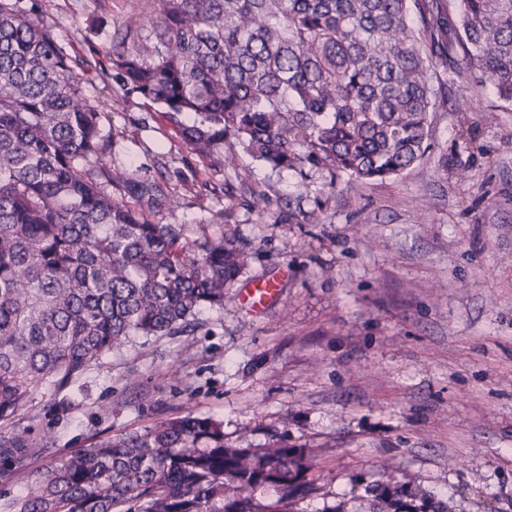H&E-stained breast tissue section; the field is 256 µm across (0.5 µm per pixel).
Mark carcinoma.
Listing matches in <instances>:
<instances>
[{"label": "carcinoma", "instance_id": "cac0c4a2", "mask_svg": "<svg viewBox=\"0 0 512 512\" xmlns=\"http://www.w3.org/2000/svg\"><path fill=\"white\" fill-rule=\"evenodd\" d=\"M147 0L149 31L112 44V79L160 108L194 152L245 154L284 172L322 165L357 181L398 177L428 147L448 84L512 101V0ZM85 62L38 17L0 0V423L68 386L132 336H165L222 307L249 252L227 237L182 242L167 183L112 159ZM47 437L19 430L0 458L22 466ZM313 468L301 448L224 443L184 416L109 437L29 474L8 512H298ZM275 491L261 502L256 493ZM370 512H452L391 478Z\"/></svg>", "mask_w": 512, "mask_h": 512}]
</instances>
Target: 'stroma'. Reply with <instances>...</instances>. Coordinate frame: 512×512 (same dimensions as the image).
<instances>
[{"label": "stroma", "instance_id": "stroma-1", "mask_svg": "<svg viewBox=\"0 0 512 512\" xmlns=\"http://www.w3.org/2000/svg\"><path fill=\"white\" fill-rule=\"evenodd\" d=\"M142 5L53 0L41 19L86 60L114 158L177 198L150 219L230 237L251 261L223 307L131 337L0 425V438L50 441L28 470L0 461V503L24 496L29 470L190 414L222 421L236 448H304L314 489L301 512H368L365 488L386 470L459 512H512V101L448 90L424 157L396 178L255 161L244 186L107 78L112 35L142 28ZM259 280L279 293L256 314L241 294Z\"/></svg>", "mask_w": 512, "mask_h": 512}]
</instances>
